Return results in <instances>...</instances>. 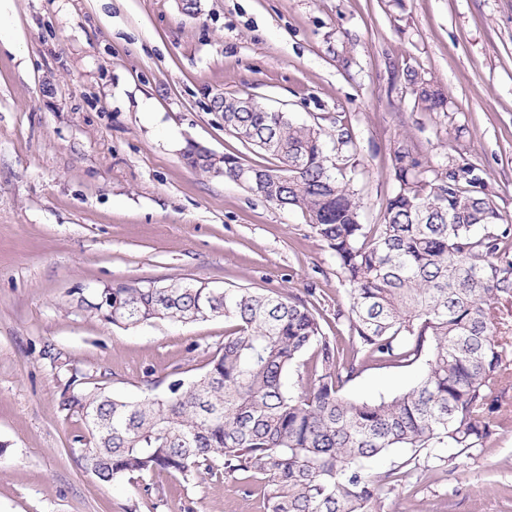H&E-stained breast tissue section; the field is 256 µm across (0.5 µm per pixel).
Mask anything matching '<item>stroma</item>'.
<instances>
[{"label":"stroma","mask_w":512,"mask_h":512,"mask_svg":"<svg viewBox=\"0 0 512 512\" xmlns=\"http://www.w3.org/2000/svg\"><path fill=\"white\" fill-rule=\"evenodd\" d=\"M15 35L0 43V512H265L261 487L219 474L99 483L79 461L84 419L61 411L67 383L137 399L200 372L223 343L221 318L117 327L83 296L132 280L294 294L343 337L349 296L336 255L298 209L192 168L189 145L264 157L224 129L216 98L252 97L324 130L378 224L406 143L433 167L479 168L512 220V0H0ZM417 71L446 111L415 106ZM349 129L350 144L336 141ZM422 364L370 366L342 393L407 390ZM510 422L468 456L389 452L381 512H512Z\"/></svg>","instance_id":"obj_1"}]
</instances>
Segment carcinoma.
I'll return each mask as SVG.
<instances>
[{
	"mask_svg": "<svg viewBox=\"0 0 512 512\" xmlns=\"http://www.w3.org/2000/svg\"><path fill=\"white\" fill-rule=\"evenodd\" d=\"M417 103L445 99L416 71ZM224 129L271 158L224 155V178L280 208H298L335 252L348 286V345L323 332L322 315L290 294L216 289L202 282L121 283L86 302L104 321L138 326L222 317L233 323L205 369L171 378L161 393L128 400L105 387L71 391L60 406L81 415L86 472L106 484L166 471L183 481L226 473L261 481L267 512H380L399 481L370 464L394 448L485 446L506 424L495 385L508 370L500 336L512 298V224L476 168L438 169L403 145L383 222L361 223L352 179L338 176L321 129L252 98H221ZM425 365L404 393L379 401L341 395L367 364ZM309 383L288 387L294 368Z\"/></svg>",
	"mask_w": 512,
	"mask_h": 512,
	"instance_id": "1",
	"label": "carcinoma"
}]
</instances>
